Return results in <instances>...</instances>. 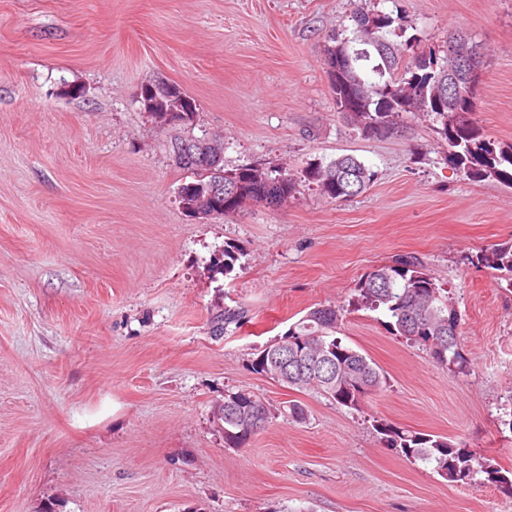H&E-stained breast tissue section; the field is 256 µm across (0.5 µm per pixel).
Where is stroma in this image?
I'll return each instance as SVG.
<instances>
[{"instance_id": "obj_1", "label": "stroma", "mask_w": 512, "mask_h": 512, "mask_svg": "<svg viewBox=\"0 0 512 512\" xmlns=\"http://www.w3.org/2000/svg\"><path fill=\"white\" fill-rule=\"evenodd\" d=\"M358 10L398 17L418 49L469 32L485 51L473 118L512 143V0H0V512H512L495 485L447 482L376 430L512 470V288L469 262L512 241V188L449 164L428 117L367 138L337 114L324 38ZM160 79L195 100L191 127L139 102ZM205 133L229 169L301 180L352 155L374 180L337 201L301 180L283 206L201 221L169 146ZM410 255L450 290L469 373L364 309L340 336L387 385L361 409L253 372L310 308ZM239 306L249 323L215 335ZM241 389L306 418L225 447L215 413Z\"/></svg>"}]
</instances>
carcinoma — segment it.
I'll return each instance as SVG.
<instances>
[{
    "label": "carcinoma",
    "instance_id": "cac0c4a2",
    "mask_svg": "<svg viewBox=\"0 0 512 512\" xmlns=\"http://www.w3.org/2000/svg\"><path fill=\"white\" fill-rule=\"evenodd\" d=\"M352 36L333 31L324 40V55L342 54L345 64L336 71L325 73L333 94L336 111L345 115L363 135L382 137L387 132L404 126L409 114H424L437 126V133L447 144L448 163L462 170L472 179H493L512 187V144L496 142L483 134L472 118L476 111V90L481 77L460 73L448 81V55L440 46L429 45L410 58L405 51L411 43H402L400 28L395 19L384 12L357 13L352 16ZM164 81L147 83L141 88L140 102H150L148 111L156 114L176 105L161 90ZM188 141L189 154L177 161L188 171L200 165L211 167L204 182L226 185L237 184L244 198L265 196V203L274 206L288 201L297 191V182L288 171L276 176L266 175L267 182L251 180L246 168L227 170L224 158L213 156L207 139L188 135L175 142ZM348 171L358 173L359 187L366 189L373 172L353 156L332 159L326 165L308 170V180L315 182L323 195L333 200L355 196L342 180ZM477 264L500 271L502 279L512 287V243L494 244L476 254ZM449 291L436 283L419 258L406 256L395 261V266L382 265L364 274L357 283L348 306L355 310L379 311L386 317L385 326L412 344L428 349L435 361L446 369L465 375L469 361L460 343L462 316L453 318L448 327ZM346 308L318 305L293 323L284 336L305 338L314 350L327 357L336 385L323 380L284 381L275 372L265 368L271 355L268 347L258 351L252 360V370L266 373L269 378L302 391L317 389L337 404L355 409L373 391L386 383V377L375 362L361 352L343 344L338 337ZM246 323V311L226 310L213 319L214 332L224 333L226 325ZM260 414L264 425L273 415L270 403L247 390L224 395V445L243 448L254 436L244 426L242 414ZM377 431L385 437L390 448H398L409 460L433 465L442 478L478 487L485 483L496 485L512 496V477L477 456V453L440 435L424 434L381 423Z\"/></svg>",
    "mask_w": 512,
    "mask_h": 512
}]
</instances>
